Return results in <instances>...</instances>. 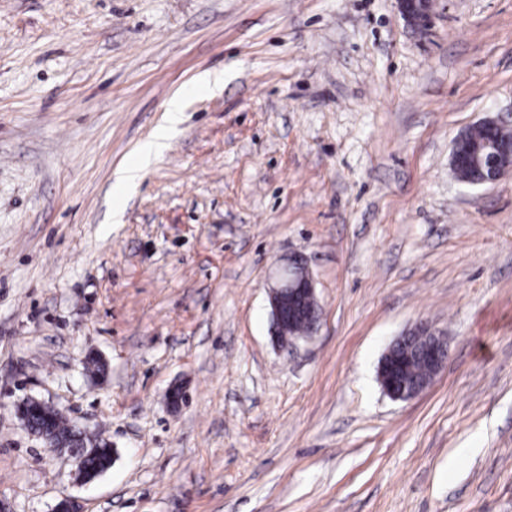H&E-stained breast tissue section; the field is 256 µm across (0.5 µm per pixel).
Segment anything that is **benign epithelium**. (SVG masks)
<instances>
[{"mask_svg": "<svg viewBox=\"0 0 512 512\" xmlns=\"http://www.w3.org/2000/svg\"><path fill=\"white\" fill-rule=\"evenodd\" d=\"M403 18L418 27L427 28L430 15L427 0H398ZM470 161L482 168L496 170L502 162V149L492 141H486L472 154ZM271 329L275 342H281L288 309L316 300L313 278L301 261L288 265L281 278L269 291ZM418 358L429 368L434 377L448 358V341L445 334L427 323H419L407 329L388 347L378 367V379L386 396L394 401L406 402L424 391L429 382L410 385L404 380L408 362Z\"/></svg>", "mask_w": 512, "mask_h": 512, "instance_id": "obj_1", "label": "benign epithelium"}]
</instances>
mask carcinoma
I'll list each match as a JSON object with an SVG mask.
<instances>
[{
	"label": "carcinoma",
	"instance_id": "carcinoma-1",
	"mask_svg": "<svg viewBox=\"0 0 512 512\" xmlns=\"http://www.w3.org/2000/svg\"><path fill=\"white\" fill-rule=\"evenodd\" d=\"M502 143L512 141V131L503 126L477 125L464 134V141L469 145H477L489 137ZM30 426L49 435L57 446L75 451L80 457V470L90 479L95 478L112 463V447L96 438L92 443H83L81 432L71 425L54 408L44 405L28 418Z\"/></svg>",
	"mask_w": 512,
	"mask_h": 512
}]
</instances>
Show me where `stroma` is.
<instances>
[{
    "label": "stroma",
    "mask_w": 512,
    "mask_h": 512,
    "mask_svg": "<svg viewBox=\"0 0 512 512\" xmlns=\"http://www.w3.org/2000/svg\"><path fill=\"white\" fill-rule=\"evenodd\" d=\"M505 113L512 0H434L423 33L395 0H0V499L512 512V169L450 165ZM297 254L321 317L281 350ZM423 320L447 363L392 401L380 359ZM30 397L111 467L81 483ZM269 291L272 336L276 343H282L284 323L289 307L295 310L298 305L316 301L313 278L302 261L288 265L281 278ZM283 344V343H282Z\"/></svg>",
    "instance_id": "35a3bbf8"
}]
</instances>
